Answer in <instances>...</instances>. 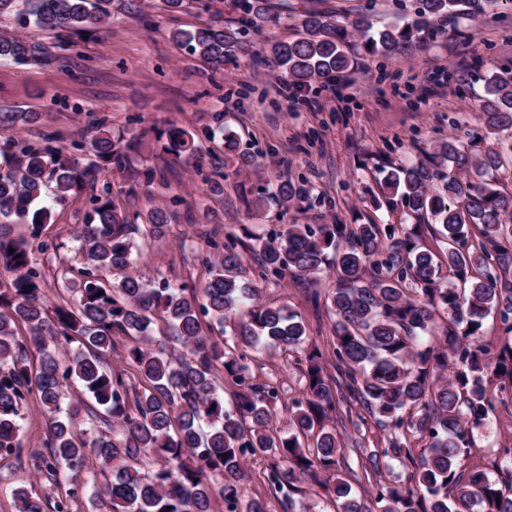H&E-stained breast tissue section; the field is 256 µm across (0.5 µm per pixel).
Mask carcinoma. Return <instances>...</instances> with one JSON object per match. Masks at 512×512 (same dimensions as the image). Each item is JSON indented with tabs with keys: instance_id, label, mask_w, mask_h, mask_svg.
<instances>
[{
	"instance_id": "carcinoma-1",
	"label": "carcinoma",
	"mask_w": 512,
	"mask_h": 512,
	"mask_svg": "<svg viewBox=\"0 0 512 512\" xmlns=\"http://www.w3.org/2000/svg\"><path fill=\"white\" fill-rule=\"evenodd\" d=\"M23 2V28L71 36L112 23L110 0ZM234 2L236 23L216 17L173 31V39L222 69L249 53V31L288 11V0ZM500 4L413 0L400 23L377 30L358 7L333 14L311 6L293 16L298 36L271 43L266 61L291 85H323L352 71L360 52L410 56L442 34L441 21L475 18ZM0 58L27 62L50 53L21 34H1ZM476 109L484 134L442 139L380 180L375 204L413 224H290L255 236L261 279L291 275L308 285L314 305L325 299L332 340L323 348L309 343L297 313L260 302L259 290L242 281L231 238L224 255L207 262L200 288L157 284L136 272L137 240L164 222L161 208L145 226L110 194L92 199L91 222L77 228L75 255L63 270L72 298L51 309L36 254L62 245L0 233V268L9 273L0 276V457H20L21 420L34 397L45 424L40 470L52 487H64L52 497L32 486L12 489L18 512H70L81 496L96 512H215L218 500L224 512H268L264 500L245 494L256 456L271 460L265 477L282 512H309L296 499L309 482L327 492L333 512H367L340 470L335 421L344 404L361 409L354 428L372 423L384 434V446L364 464L365 492L380 512H512V464L492 475L464 468L474 432L495 403L512 397V350L495 355L484 340L489 316L512 333V193L490 177L512 156V144L501 139L512 132V68L485 77ZM32 119L0 112L7 134L0 155L8 157L0 167V216L37 230L51 218L46 195L67 204L101 171L122 169L132 143L101 121L86 145H73L95 157L85 164L54 135L44 145L9 135ZM165 133L175 159L197 161L194 133L174 124ZM224 149L244 166L260 163L233 135ZM272 195L284 207L300 198L288 179ZM427 228L433 248L423 241ZM328 270L336 286L322 295L317 283ZM204 321L218 335H203ZM121 337L127 368L116 370L109 361ZM61 346L68 357H59ZM263 355L285 358L303 379L283 427L274 420L280 387L249 370ZM227 384L231 409L224 407ZM419 440L426 447L417 453ZM393 461L406 466L405 477L387 482L383 471ZM86 469L110 479L78 482Z\"/></svg>"
}]
</instances>
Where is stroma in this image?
Masks as SVG:
<instances>
[{"mask_svg":"<svg viewBox=\"0 0 512 512\" xmlns=\"http://www.w3.org/2000/svg\"><path fill=\"white\" fill-rule=\"evenodd\" d=\"M110 9L111 27L64 40L21 28L15 14L0 15V32H25L55 56L48 65L0 59V109L40 115L20 126L16 138L39 144L56 134L64 143H79L103 117L113 134L135 139L125 170L100 177L81 196L53 206L50 222L40 230L9 224L6 232L14 238L36 232L44 240L71 243L75 229L90 221L92 198L107 190L127 197L142 224L151 208L161 207L171 218L161 238L142 247L143 276L202 286L211 242L241 240L244 280L259 288L263 300L288 302L300 313L310 341L321 346L331 336L326 309H315L292 277L259 280L254 235L288 224L400 223L401 212L374 204L379 166L448 135L481 132L475 99L482 78L512 68V8L500 7L477 19L448 20L444 30H461V37L451 43L430 39L415 56L385 62L359 55L350 82L333 90L313 86L306 102L292 110L274 85L279 72L264 61L268 44L292 37L290 20L263 24L249 35L250 55L217 70L175 42L172 32L195 29L217 15L234 21L230 0H214L207 12L190 4L173 13L164 0H111ZM173 124L196 133L200 169L165 154L164 132ZM228 130L238 136L240 150L265 151L261 165L244 167L225 156ZM280 175L301 185L305 197L286 209L271 201L259 214L249 212L245 199L266 194ZM250 369L277 380L276 416L285 418L286 403L300 391L298 372L280 358ZM44 433L38 403L30 401L21 459H0V512H17L11 495L16 486L49 491L37 471ZM475 439L473 463L488 469L502 462V449L512 448L511 399L497 404Z\"/></svg>","mask_w":512,"mask_h":512,"instance_id":"1","label":"stroma"}]
</instances>
